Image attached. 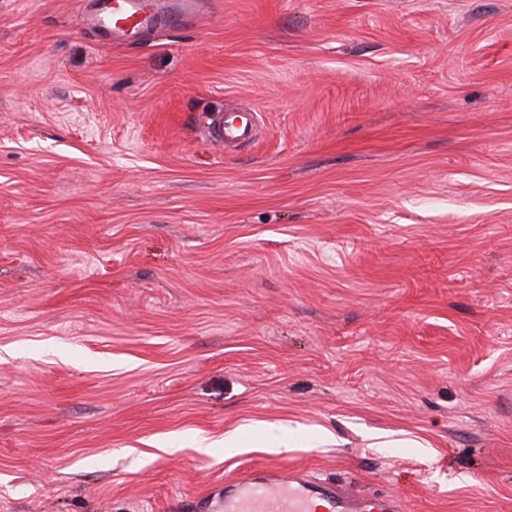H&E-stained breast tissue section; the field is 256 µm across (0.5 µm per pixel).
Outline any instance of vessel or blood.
<instances>
[{
	"label": "vessel or blood",
	"mask_w": 512,
	"mask_h": 512,
	"mask_svg": "<svg viewBox=\"0 0 512 512\" xmlns=\"http://www.w3.org/2000/svg\"><path fill=\"white\" fill-rule=\"evenodd\" d=\"M200 0H101L98 26L113 37L129 40L164 24L167 16L197 14ZM259 123L256 110L237 107L210 115L212 140L224 147L248 142ZM209 512H406L404 501L386 492L357 493L346 486L296 470L282 475L263 465L225 481L224 494L210 498Z\"/></svg>",
	"instance_id": "1"
}]
</instances>
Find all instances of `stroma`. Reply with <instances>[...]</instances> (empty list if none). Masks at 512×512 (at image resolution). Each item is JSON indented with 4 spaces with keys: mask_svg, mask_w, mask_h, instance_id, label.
Listing matches in <instances>:
<instances>
[{
    "mask_svg": "<svg viewBox=\"0 0 512 512\" xmlns=\"http://www.w3.org/2000/svg\"><path fill=\"white\" fill-rule=\"evenodd\" d=\"M97 2L0 0V512H512V0ZM101 0L96 14L98 26L112 37L130 40L138 34L163 26L167 16H189L200 12V0ZM208 130L212 140L224 148L237 147L255 134L259 113L251 108L237 107L223 113L211 114ZM210 512H405L404 501L387 492L356 493L296 470L288 477L263 465L224 482V497L208 500Z\"/></svg>",
    "mask_w": 512,
    "mask_h": 512,
    "instance_id": "obj_1",
    "label": "stroma"
}]
</instances>
